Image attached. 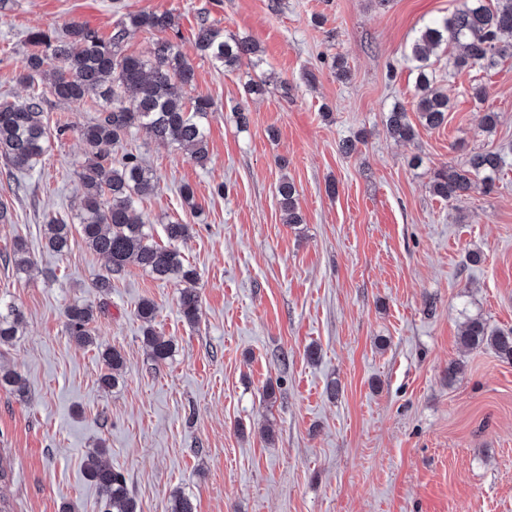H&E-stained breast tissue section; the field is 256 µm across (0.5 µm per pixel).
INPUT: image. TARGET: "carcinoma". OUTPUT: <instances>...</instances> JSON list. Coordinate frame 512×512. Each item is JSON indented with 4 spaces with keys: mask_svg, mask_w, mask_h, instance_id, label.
<instances>
[{
    "mask_svg": "<svg viewBox=\"0 0 512 512\" xmlns=\"http://www.w3.org/2000/svg\"><path fill=\"white\" fill-rule=\"evenodd\" d=\"M138 29L155 35L147 57L122 49L130 32ZM173 32L178 28L167 13L131 15L107 41L75 22L65 25L60 34L33 32L29 42L37 51L26 58L19 80L32 85L50 65L49 93L62 102H90L96 112L81 130L84 161L76 176L83 196L77 223L69 224L63 218L50 220L46 247L61 255L67 251L73 232H79L89 248L108 262L107 273L94 284L101 292L112 287V276L122 273L130 262L157 279L188 284L181 291L180 307L184 319L195 324L199 321V300L190 287L195 282L194 269L184 265L176 249L157 244L151 225L136 213L138 202L155 191L150 170L133 153L114 161L102 151V145L121 143L135 128L154 141L188 148L190 159L200 167L208 162L206 123L213 103L204 97L189 103L184 99L182 89L195 81V71L180 52ZM195 44L202 56L226 71L237 69L245 60L253 65L260 62L255 42L226 32L205 16L197 23ZM442 45L460 48L458 54L448 56L450 77L475 67H495L500 58L512 56V0H463L459 8L419 31L408 60L418 72L416 117L431 129L441 126L448 116V96L437 90L429 63L430 52ZM128 97L133 101L130 106L125 104ZM42 103V93L34 91L23 101L0 104V157L21 172L34 169L46 152L49 136L42 121ZM386 130L393 138L413 139L414 126L403 105L396 103L388 112ZM508 165V153L502 149L474 152L462 163L436 172L429 188L434 196L448 202H458L475 190L489 193ZM277 194L286 223H302L294 183L282 179ZM94 314L90 303L69 308L66 330L76 343H94L89 328ZM156 315L154 302L139 304L137 317L143 322L144 342L154 361L162 362L170 357L173 346L155 333ZM22 323V313L15 305L0 303V345L18 336ZM460 343L471 350L490 348L512 362V329H494L480 317L467 319ZM102 357L110 372L101 377V385L110 389L118 382L114 371L123 365V357L116 349L104 350ZM106 452V447L99 448L84 466L99 491L104 512H137L126 477L100 460ZM167 512H195V507L189 497L175 491Z\"/></svg>",
    "mask_w": 512,
    "mask_h": 512,
    "instance_id": "carcinoma-1",
    "label": "carcinoma"
}]
</instances>
